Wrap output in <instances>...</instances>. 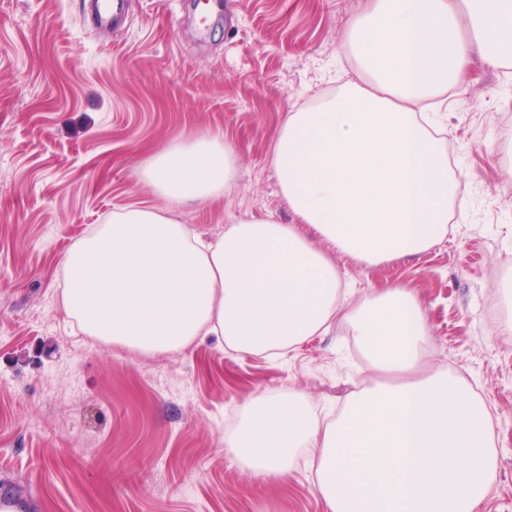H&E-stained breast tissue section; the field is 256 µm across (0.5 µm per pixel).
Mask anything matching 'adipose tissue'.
<instances>
[{
    "instance_id": "1",
    "label": "adipose tissue",
    "mask_w": 512,
    "mask_h": 512,
    "mask_svg": "<svg viewBox=\"0 0 512 512\" xmlns=\"http://www.w3.org/2000/svg\"><path fill=\"white\" fill-rule=\"evenodd\" d=\"M347 44L365 83L288 113L274 146L297 224L242 219L203 242L166 208L222 195L236 158L217 136L173 143L143 172L165 208L114 212L79 240L62 306L106 344L165 353L216 336L268 357L343 313L373 383L327 424L301 393L257 394L225 446L242 470L279 481L310 455L326 512H477L495 467L484 401L427 372L430 336L412 292L342 299L340 272L312 239L377 265L447 236L448 213L462 205L458 175L419 106L457 83L472 48L512 64V0H367Z\"/></svg>"
}]
</instances>
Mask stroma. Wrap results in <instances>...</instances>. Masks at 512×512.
I'll list each match as a JSON object with an SVG mask.
<instances>
[{
  "label": "stroma",
  "instance_id": "35a3bbf8",
  "mask_svg": "<svg viewBox=\"0 0 512 512\" xmlns=\"http://www.w3.org/2000/svg\"><path fill=\"white\" fill-rule=\"evenodd\" d=\"M127 0L124 26L92 28L86 0H0V499L29 512H325L314 470L253 477L224 436L252 396L300 391L320 421L369 386L343 318L269 358L203 336L179 352L107 345L61 305L64 262L113 212L160 208L142 180L157 152L224 139V195L171 211L211 239L243 218L295 223L272 164L283 117L359 81L347 31L364 0ZM464 207L444 240L370 266L318 241L353 300L412 290L430 366L477 382L496 471L479 512H512V67L473 53L439 99Z\"/></svg>",
  "mask_w": 512,
  "mask_h": 512
}]
</instances>
